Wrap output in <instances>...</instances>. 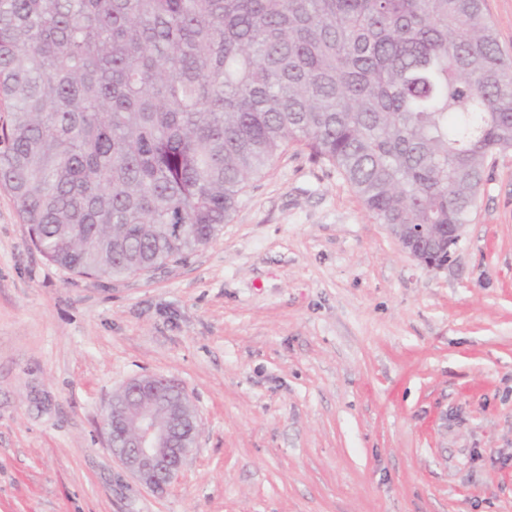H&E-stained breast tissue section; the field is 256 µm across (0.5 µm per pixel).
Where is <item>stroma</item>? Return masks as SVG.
<instances>
[{
  "label": "stroma",
  "instance_id": "obj_1",
  "mask_svg": "<svg viewBox=\"0 0 512 512\" xmlns=\"http://www.w3.org/2000/svg\"><path fill=\"white\" fill-rule=\"evenodd\" d=\"M142 374L200 419L161 494L102 431ZM0 512H512V151L442 271L298 143L212 242L120 279L48 262L0 186Z\"/></svg>",
  "mask_w": 512,
  "mask_h": 512
}]
</instances>
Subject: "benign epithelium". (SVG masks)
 Returning a JSON list of instances; mask_svg holds the SVG:
<instances>
[{
  "mask_svg": "<svg viewBox=\"0 0 512 512\" xmlns=\"http://www.w3.org/2000/svg\"><path fill=\"white\" fill-rule=\"evenodd\" d=\"M394 235L402 248L430 269L446 244L435 230L412 224H397ZM176 382L159 375L131 379L120 390L102 429L112 455L142 486L155 493L165 492L182 471L190 452L176 443V425L197 416L191 398L171 407L162 401L164 391Z\"/></svg>",
  "mask_w": 512,
  "mask_h": 512,
  "instance_id": "7a95c632",
  "label": "benign epithelium"
}]
</instances>
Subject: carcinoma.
Instances as JSON below:
<instances>
[{
  "label": "carcinoma",
  "mask_w": 512,
  "mask_h": 512,
  "mask_svg": "<svg viewBox=\"0 0 512 512\" xmlns=\"http://www.w3.org/2000/svg\"><path fill=\"white\" fill-rule=\"evenodd\" d=\"M0 102V185L95 281L207 245L292 142L445 235L512 149L483 0H0Z\"/></svg>",
  "instance_id": "obj_1"
}]
</instances>
